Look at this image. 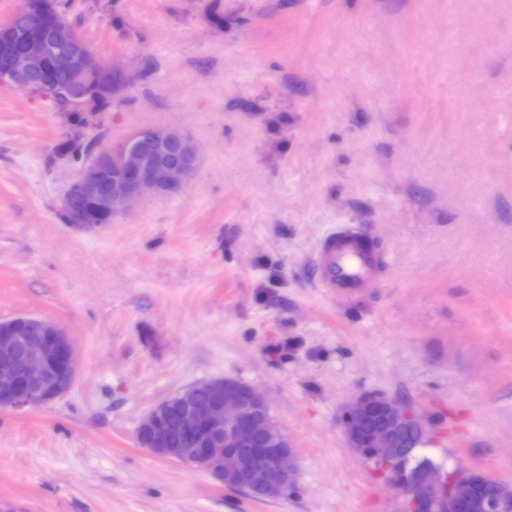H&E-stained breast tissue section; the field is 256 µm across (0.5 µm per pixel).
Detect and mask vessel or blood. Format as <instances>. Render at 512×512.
Listing matches in <instances>:
<instances>
[{
  "label": "vessel or blood",
  "mask_w": 512,
  "mask_h": 512,
  "mask_svg": "<svg viewBox=\"0 0 512 512\" xmlns=\"http://www.w3.org/2000/svg\"><path fill=\"white\" fill-rule=\"evenodd\" d=\"M319 263L322 286L347 291L368 287L380 268L377 252L367 248L361 235L353 232L325 240Z\"/></svg>",
  "instance_id": "obj_1"
}]
</instances>
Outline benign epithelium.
<instances>
[{
    "instance_id": "obj_1",
    "label": "benign epithelium",
    "mask_w": 512,
    "mask_h": 512,
    "mask_svg": "<svg viewBox=\"0 0 512 512\" xmlns=\"http://www.w3.org/2000/svg\"><path fill=\"white\" fill-rule=\"evenodd\" d=\"M64 73L60 90L67 107L86 110L107 105L125 90V81L112 61L90 51L66 23H54L42 36L27 39L14 63L0 71V84L17 85L45 69ZM198 161L189 135L175 127L138 130L122 142L93 153L80 178L66 196L69 223L94 227L83 201L111 218L131 211L147 196L180 192L191 179L190 164ZM77 362L73 339L59 324L31 315L0 320V410L44 406L67 393L74 384ZM204 391L205 400L185 401L178 417L179 447H173L168 416L170 400L159 403L141 424L152 453L208 471L231 486L247 491L260 486L264 497L282 495L293 487L294 449L268 448L245 462L238 449L253 436L270 435L272 420L266 399L253 387L231 378L192 384L183 392ZM388 411V420L371 435L364 434V416L375 408ZM342 427L350 446L362 457L384 467L388 482L408 512H471L484 486L492 494L482 499V512H512V488L471 468L428 469L411 463L399 451L403 430L413 428L425 438L426 425L411 408L379 393H364L346 406Z\"/></svg>"
}]
</instances>
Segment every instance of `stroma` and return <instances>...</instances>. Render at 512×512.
Segmentation results:
<instances>
[{
  "mask_svg": "<svg viewBox=\"0 0 512 512\" xmlns=\"http://www.w3.org/2000/svg\"><path fill=\"white\" fill-rule=\"evenodd\" d=\"M132 78L100 112L0 86V319L73 337L71 389L0 411L6 512H404L349 446L378 392L427 426L426 455L512 484V0H72ZM177 127L183 192L67 224L100 146ZM367 236L382 267L323 288L322 242ZM265 396L294 450L288 495L254 500L138 441L206 379ZM93 148H96L95 141H88L86 143L81 140H66L58 145L56 153L60 157H64L70 160L87 159L92 152Z\"/></svg>",
  "mask_w": 512,
  "mask_h": 512,
  "instance_id": "35a3bbf8",
  "label": "stroma"
}]
</instances>
